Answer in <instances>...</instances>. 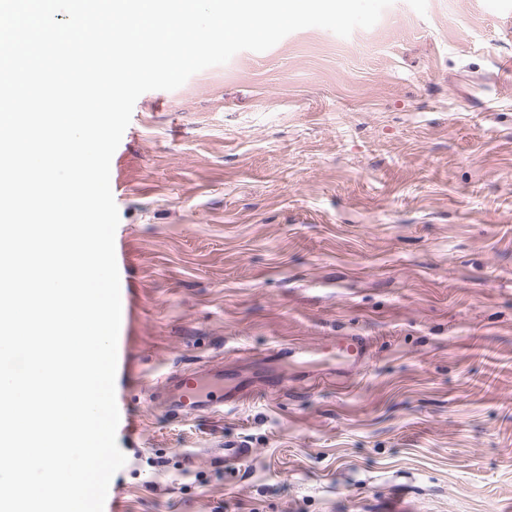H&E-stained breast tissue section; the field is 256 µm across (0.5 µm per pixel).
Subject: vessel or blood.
Here are the masks:
<instances>
[{
    "label": "vessel or blood",
    "mask_w": 512,
    "mask_h": 512,
    "mask_svg": "<svg viewBox=\"0 0 512 512\" xmlns=\"http://www.w3.org/2000/svg\"><path fill=\"white\" fill-rule=\"evenodd\" d=\"M237 394L236 385L228 383L224 375V360L220 357L161 374L150 391L152 403L174 418L214 413Z\"/></svg>",
    "instance_id": "b4317fda"
}]
</instances>
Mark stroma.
<instances>
[{
	"mask_svg": "<svg viewBox=\"0 0 512 512\" xmlns=\"http://www.w3.org/2000/svg\"><path fill=\"white\" fill-rule=\"evenodd\" d=\"M511 23L393 0L138 98L110 165L128 512H512ZM216 355L239 402H150Z\"/></svg>",
	"mask_w": 512,
	"mask_h": 512,
	"instance_id": "35a3bbf8",
	"label": "stroma"
}]
</instances>
